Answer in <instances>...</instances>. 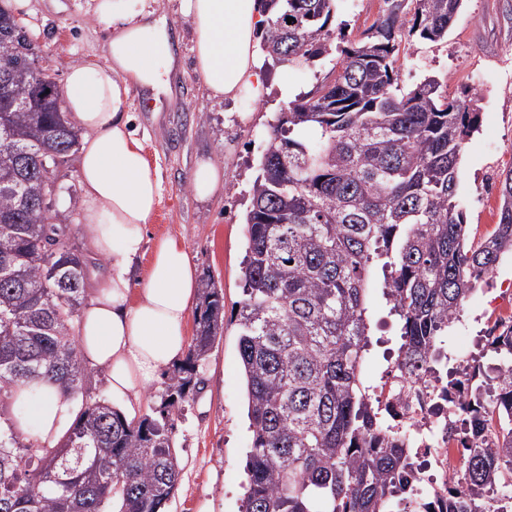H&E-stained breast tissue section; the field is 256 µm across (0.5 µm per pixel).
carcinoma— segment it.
I'll return each mask as SVG.
<instances>
[{"label": "carcinoma", "mask_w": 512, "mask_h": 512, "mask_svg": "<svg viewBox=\"0 0 512 512\" xmlns=\"http://www.w3.org/2000/svg\"><path fill=\"white\" fill-rule=\"evenodd\" d=\"M261 50L273 65L324 64L320 82L276 113L245 220L242 299L231 316L245 381L251 446L241 512H403L411 449L362 371L372 347L370 288L400 321L388 369L407 377L445 358L448 328L481 279L512 255V169L498 222L477 244L456 203L463 145L476 113L427 78L398 82L402 35L448 38L462 0H389L358 41L332 46L336 0H265ZM292 17L294 21L287 22ZM0 512H167L179 480L173 415L202 384L199 363L224 331V294L200 282L186 362L160 405L133 419L92 397L79 351L87 260L53 222L49 184L79 132L63 92L37 66L39 46L0 4ZM52 168L53 178L46 176ZM499 428L484 438L485 385L471 391L465 492L448 512H488L482 490L512 479V327L489 341ZM40 382L79 412L55 443L16 429Z\"/></svg>", "instance_id": "1"}]
</instances>
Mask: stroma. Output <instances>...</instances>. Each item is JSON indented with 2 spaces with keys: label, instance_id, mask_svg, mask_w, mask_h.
Here are the masks:
<instances>
[{
  "label": "stroma",
  "instance_id": "obj_1",
  "mask_svg": "<svg viewBox=\"0 0 512 512\" xmlns=\"http://www.w3.org/2000/svg\"><path fill=\"white\" fill-rule=\"evenodd\" d=\"M88 0H10L42 48L41 64L57 82L71 65L101 45L106 24L88 9ZM174 23L177 63L170 77L172 95L159 112H151L138 86H131L125 109L135 121L147 159L161 173V197L146 234V247L171 234L185 239L199 276L214 277L224 293V311L232 313L241 298L240 266L244 256V214L257 175L268 124L283 105L278 91L256 101L242 94L229 102L208 98L195 70V33L179 12V0H160ZM387 8L385 0H337V21L346 39L362 33ZM400 85L409 89L425 78L438 79L448 93H476L472 107L479 127L466 140L461 159L458 204L472 235L483 236L498 222V204L486 199L487 183L512 169V0H464L445 41L433 44L403 38ZM208 159L224 173V189L202 201L189 176L196 163ZM57 221L71 227V241L88 259L87 282L109 267L92 249L81 209L68 197L54 205ZM493 281L479 285L466 299L449 344L481 356L480 343L489 323L491 303L501 286L512 283V260L503 259ZM369 311L378 325L379 343L363 364V372L380 383L388 363L383 340L393 332L382 319L385 301L371 291ZM205 384L175 416L174 445L181 468L178 488L168 512H240L246 491L244 471L250 447L244 384L232 325H225L203 366Z\"/></svg>",
  "mask_w": 512,
  "mask_h": 512
}]
</instances>
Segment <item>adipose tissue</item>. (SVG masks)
I'll list each match as a JSON object with an SVG mask.
<instances>
[{"label":"adipose tissue","mask_w":512,"mask_h":512,"mask_svg":"<svg viewBox=\"0 0 512 512\" xmlns=\"http://www.w3.org/2000/svg\"><path fill=\"white\" fill-rule=\"evenodd\" d=\"M94 3L111 32L99 51L71 67L63 94L68 119L83 134L79 181L86 232L111 267L81 311L79 349L88 367L106 371L112 397L132 418L143 390L186 352L198 278L184 241L166 235L154 246L141 288L131 287L161 182L124 105L131 85L166 91L173 44L158 0H144L136 11L131 0ZM181 13L196 34V69L209 97L228 101L246 90L263 98L264 55L257 40L263 0H181ZM78 411L60 385L44 383L18 430L52 442Z\"/></svg>","instance_id":"ef3b65f1"}]
</instances>
